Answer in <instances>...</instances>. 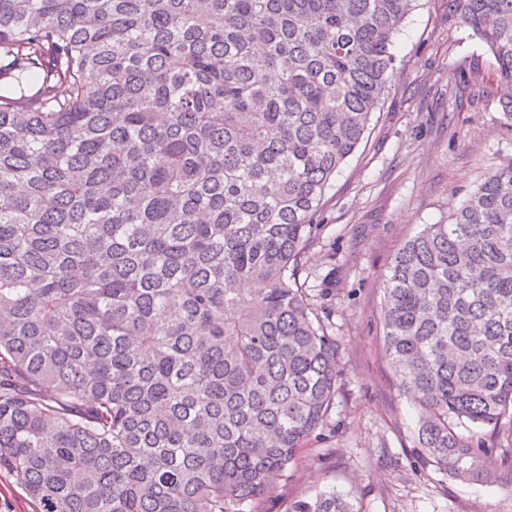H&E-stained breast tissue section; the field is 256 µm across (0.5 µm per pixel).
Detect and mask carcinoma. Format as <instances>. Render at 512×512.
Here are the masks:
<instances>
[{"label":"carcinoma","instance_id":"cac0c4a2","mask_svg":"<svg viewBox=\"0 0 512 512\" xmlns=\"http://www.w3.org/2000/svg\"><path fill=\"white\" fill-rule=\"evenodd\" d=\"M415 2L0 0V473L37 512H246L321 428L336 340L296 273ZM448 10L512 127V0ZM383 292L425 461L512 486V160Z\"/></svg>","mask_w":512,"mask_h":512}]
</instances>
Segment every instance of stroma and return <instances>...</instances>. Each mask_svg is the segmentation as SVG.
I'll list each match as a JSON object with an SVG mask.
<instances>
[{
	"label": "stroma",
	"mask_w": 512,
	"mask_h": 512,
	"mask_svg": "<svg viewBox=\"0 0 512 512\" xmlns=\"http://www.w3.org/2000/svg\"><path fill=\"white\" fill-rule=\"evenodd\" d=\"M394 53L388 90L325 192L296 275L336 341V395L320 438L256 512H286L332 488L360 512H512L511 486L455 481L422 462L416 412L380 328L382 282L402 242L448 223L485 173L512 158L497 63L448 0H418Z\"/></svg>",
	"instance_id": "1"
}]
</instances>
